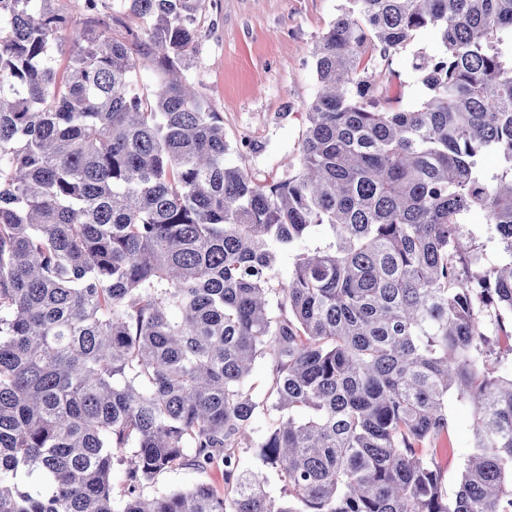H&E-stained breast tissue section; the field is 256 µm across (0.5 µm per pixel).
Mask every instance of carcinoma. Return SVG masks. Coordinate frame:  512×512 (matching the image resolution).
<instances>
[{"label":"carcinoma","instance_id":"cac0c4a2","mask_svg":"<svg viewBox=\"0 0 512 512\" xmlns=\"http://www.w3.org/2000/svg\"><path fill=\"white\" fill-rule=\"evenodd\" d=\"M55 2L0 0V512H512V0H346L264 182L187 76L204 0H116L120 39ZM426 28L402 107L363 58ZM183 467L224 491L154 490ZM468 227L471 230L473 236L479 243H484L486 250H489L493 245H496L495 241H490V235L492 228L489 224H486V218L482 211L476 210L472 212L468 218ZM448 416L450 419L454 446L463 458L471 447L472 421L468 409L455 399L448 401Z\"/></svg>","mask_w":512,"mask_h":512}]
</instances>
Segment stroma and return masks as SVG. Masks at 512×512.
Returning <instances> with one entry per match:
<instances>
[{
    "label": "stroma",
    "instance_id": "1",
    "mask_svg": "<svg viewBox=\"0 0 512 512\" xmlns=\"http://www.w3.org/2000/svg\"><path fill=\"white\" fill-rule=\"evenodd\" d=\"M343 0H205L197 19L198 45L189 77L224 118L230 145L250 137L249 171L257 180L283 177L297 162L301 114L318 84L309 50L338 14ZM442 46L429 30L376 70L395 71L403 106L424 91L410 67L414 51Z\"/></svg>",
    "mask_w": 512,
    "mask_h": 512
}]
</instances>
